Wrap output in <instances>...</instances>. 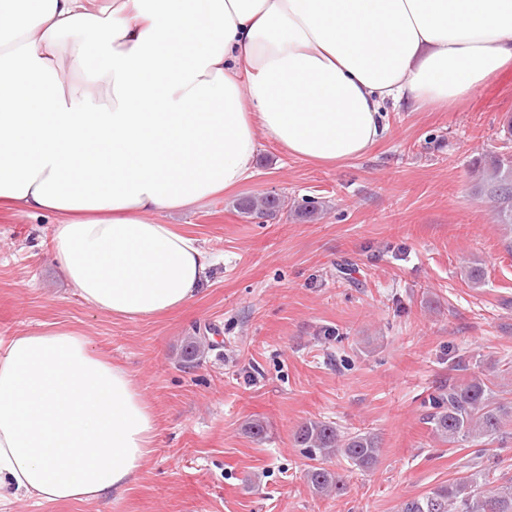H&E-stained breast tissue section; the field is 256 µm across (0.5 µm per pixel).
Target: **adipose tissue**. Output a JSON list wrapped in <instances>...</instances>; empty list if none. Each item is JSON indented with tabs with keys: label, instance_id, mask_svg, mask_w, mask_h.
Listing matches in <instances>:
<instances>
[{
	"label": "adipose tissue",
	"instance_id": "ef3b65f1",
	"mask_svg": "<svg viewBox=\"0 0 512 512\" xmlns=\"http://www.w3.org/2000/svg\"><path fill=\"white\" fill-rule=\"evenodd\" d=\"M0 21V208L55 213L54 265L122 318L196 297L216 257L161 217L247 180L259 135L356 159L388 108L512 67V0H0ZM156 435L79 330L0 338V503L120 499Z\"/></svg>",
	"mask_w": 512,
	"mask_h": 512
}]
</instances>
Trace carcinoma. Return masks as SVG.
<instances>
[{"label": "carcinoma", "mask_w": 512, "mask_h": 512, "mask_svg": "<svg viewBox=\"0 0 512 512\" xmlns=\"http://www.w3.org/2000/svg\"><path fill=\"white\" fill-rule=\"evenodd\" d=\"M488 174V193L494 202L496 219L512 227V160L496 157ZM283 199L275 194L247 197L237 210L247 218H271L282 209ZM427 415L433 436L445 443L475 442L481 445L477 457L486 455L485 446L512 439V401H505L481 379L466 383L448 381L429 395ZM294 442L314 464L305 473L308 485L320 495L340 494L342 476L318 465L321 460L342 457L360 471L377 467L381 456L380 438L370 432L348 433L333 421L309 420L294 433ZM398 512H512V477L491 474L488 468L473 471L437 486L425 494L403 501Z\"/></svg>", "instance_id": "cac0c4a2"}]
</instances>
